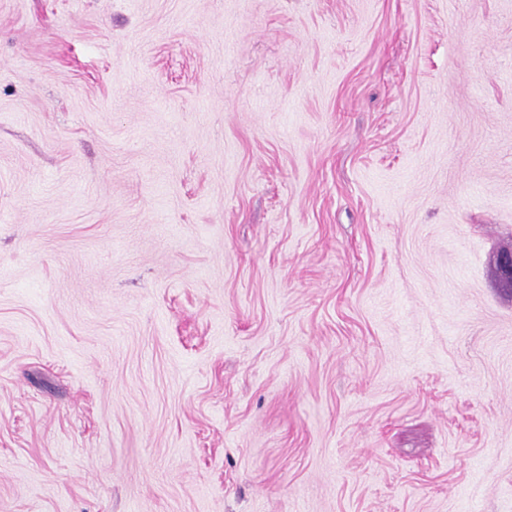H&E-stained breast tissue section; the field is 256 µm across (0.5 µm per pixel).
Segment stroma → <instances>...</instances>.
Listing matches in <instances>:
<instances>
[{
  "instance_id": "obj_1",
  "label": "stroma",
  "mask_w": 512,
  "mask_h": 512,
  "mask_svg": "<svg viewBox=\"0 0 512 512\" xmlns=\"http://www.w3.org/2000/svg\"><path fill=\"white\" fill-rule=\"evenodd\" d=\"M512 0H0V512H512Z\"/></svg>"
}]
</instances>
